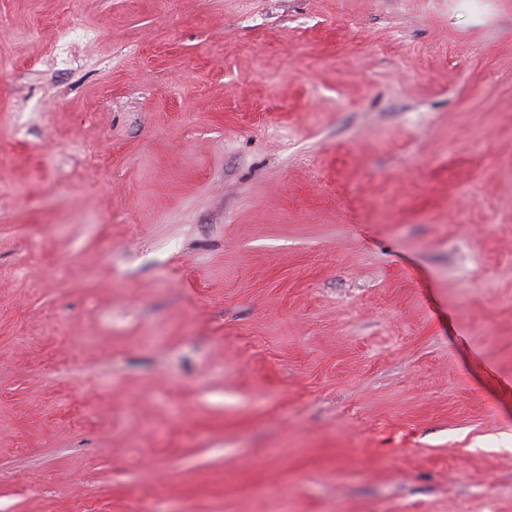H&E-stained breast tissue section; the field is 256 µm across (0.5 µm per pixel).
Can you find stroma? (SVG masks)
Listing matches in <instances>:
<instances>
[{"label":"stroma","instance_id":"stroma-1","mask_svg":"<svg viewBox=\"0 0 512 512\" xmlns=\"http://www.w3.org/2000/svg\"><path fill=\"white\" fill-rule=\"evenodd\" d=\"M0 512H512V0H0Z\"/></svg>","mask_w":512,"mask_h":512}]
</instances>
